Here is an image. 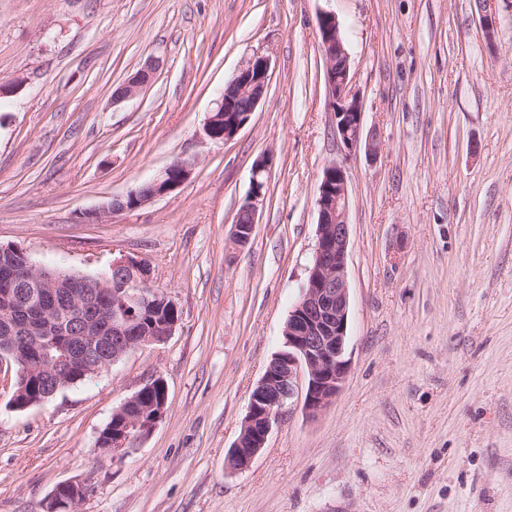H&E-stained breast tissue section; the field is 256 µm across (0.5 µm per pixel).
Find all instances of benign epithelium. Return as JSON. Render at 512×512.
I'll list each match as a JSON object with an SVG mask.
<instances>
[{"label": "benign epithelium", "instance_id": "benign-epithelium-1", "mask_svg": "<svg viewBox=\"0 0 512 512\" xmlns=\"http://www.w3.org/2000/svg\"><path fill=\"white\" fill-rule=\"evenodd\" d=\"M476 2L485 41L491 45L497 31L495 0ZM317 21L337 142L347 151L362 147L367 157L374 158L382 144L375 132H363L364 112L359 96L351 90L350 54L339 20L333 12H322ZM269 71L270 60L266 56L252 58L238 71L229 82L235 97L221 93L209 113L204 128L207 138L224 142L240 132L265 96ZM153 74L150 62L139 76L124 83L121 91L112 96V102L138 95ZM192 166L189 160H176L151 180L112 198L102 208L83 213L82 221L100 224L116 213L141 208L173 192L188 180ZM271 166L269 155L254 164L250 196L243 203L248 221L239 222L237 215L233 225V239L240 245L251 239L258 223L259 204L265 197ZM317 208L318 238L307 284L288 315L283 330L284 350L272 357L253 389L239 436L227 452L226 464L234 470L248 468L265 447L280 410L294 396L299 369L307 373L303 407L312 417L335 399L349 370V189L346 170L336 162L324 168ZM24 267L29 271L30 283L44 289L43 301L25 318H19L24 304L19 302L17 282L10 277L0 279V360L14 364L19 377L26 381L40 374L45 388L29 395L16 393L11 403L17 409L42 404L58 393L59 386L46 382V377L54 374L51 351L60 350L67 361L88 366L98 375L130 351L164 341L174 330V320H154L147 325L135 317V311H150L161 302L170 309L176 308L167 293L147 286L150 269L139 260L116 258L107 272L97 276L38 268L28 260ZM156 386L161 388L159 399L143 406L136 392L115 410L114 415L122 420L116 428L107 424L98 437V448L108 454L124 455L149 436L162 420L167 404L164 381L157 378L147 384L149 388ZM83 486L79 481L57 484L43 501L42 509L58 512L66 505L75 512Z\"/></svg>", "mask_w": 512, "mask_h": 512}]
</instances>
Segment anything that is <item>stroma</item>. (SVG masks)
Segmentation results:
<instances>
[{
  "label": "stroma",
  "instance_id": "stroma-1",
  "mask_svg": "<svg viewBox=\"0 0 512 512\" xmlns=\"http://www.w3.org/2000/svg\"><path fill=\"white\" fill-rule=\"evenodd\" d=\"M488 50L475 0H0V245L95 276L146 260L179 321L164 342L40 405L11 404L0 366V512H41L59 483L78 512H512V0ZM336 14L376 159L336 140L317 17ZM256 55L268 90L215 143L214 101ZM139 95L114 90L146 61ZM259 221L234 245L255 161ZM178 190L101 224L106 204L178 159ZM349 182L342 389L303 409L306 374L244 470L224 458L317 244L328 162ZM163 379L166 412L124 456L113 412ZM154 66L150 61L143 69L139 76L130 78L124 83L121 91L112 96L113 103H119L138 95L152 80L154 74ZM84 482L65 481L55 486L52 492L42 503V509L45 512H58V510L68 505L71 511H77V506L82 501L79 491L82 490Z\"/></svg>",
  "mask_w": 512,
  "mask_h": 512
}]
</instances>
